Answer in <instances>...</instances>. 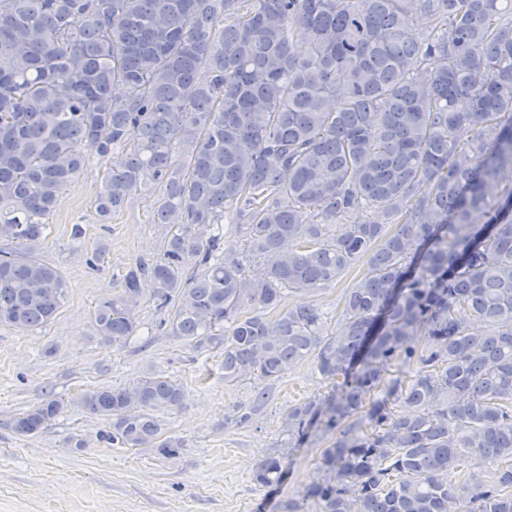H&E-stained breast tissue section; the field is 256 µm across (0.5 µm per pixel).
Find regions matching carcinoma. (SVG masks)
<instances>
[{
    "mask_svg": "<svg viewBox=\"0 0 512 512\" xmlns=\"http://www.w3.org/2000/svg\"><path fill=\"white\" fill-rule=\"evenodd\" d=\"M116 151L96 214L152 173L161 250L98 302L100 336H133L150 289L173 336L222 353L224 384L263 382L235 424L314 360L331 394L289 409L288 431L368 427L324 450L337 479L306 496L325 512H512V0H0V325L63 307L35 250L89 155ZM226 219L238 253L214 233ZM360 259L336 326L316 304L267 316ZM183 397L144 373L76 405L107 420L104 441L169 457L185 443L162 416ZM70 407L47 393L12 428ZM282 472L269 456L255 479Z\"/></svg>",
    "mask_w": 512,
    "mask_h": 512,
    "instance_id": "1",
    "label": "carcinoma"
}]
</instances>
